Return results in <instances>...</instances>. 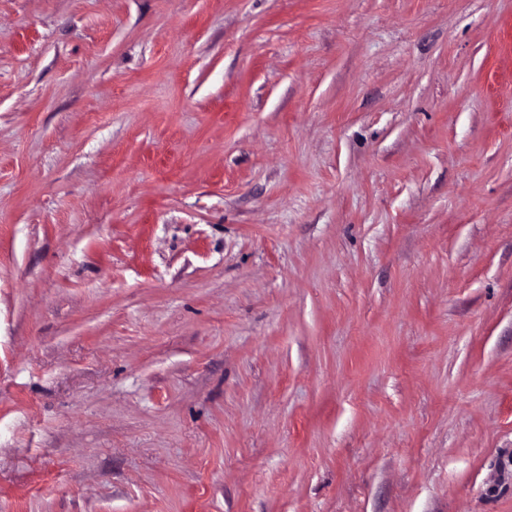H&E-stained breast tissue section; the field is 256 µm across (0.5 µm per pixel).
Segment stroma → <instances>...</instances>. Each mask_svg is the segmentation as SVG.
<instances>
[{
  "instance_id": "1",
  "label": "stroma",
  "mask_w": 512,
  "mask_h": 512,
  "mask_svg": "<svg viewBox=\"0 0 512 512\" xmlns=\"http://www.w3.org/2000/svg\"><path fill=\"white\" fill-rule=\"evenodd\" d=\"M0 512H512V0H0Z\"/></svg>"
}]
</instances>
